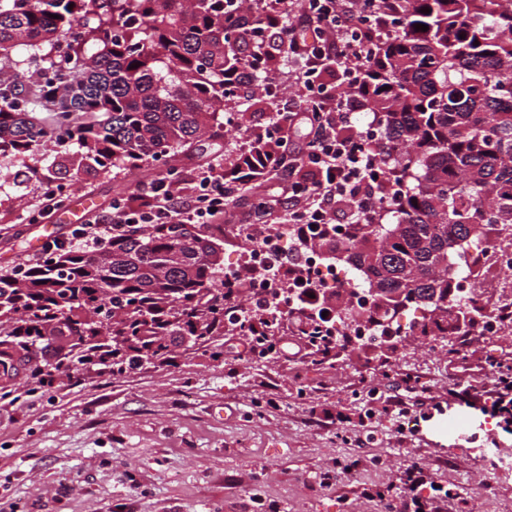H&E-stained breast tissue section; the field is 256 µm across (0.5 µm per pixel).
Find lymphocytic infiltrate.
<instances>
[{
	"label": "lymphocytic infiltrate",
	"instance_id": "lymphocytic-infiltrate-1",
	"mask_svg": "<svg viewBox=\"0 0 512 512\" xmlns=\"http://www.w3.org/2000/svg\"><path fill=\"white\" fill-rule=\"evenodd\" d=\"M276 7L288 10L294 26L277 41L260 39L253 51L287 59L288 83L299 93L296 110L276 113L232 165L216 159L180 177H159L137 205L115 200L107 215L78 225L53 248H91L142 224H221L238 208L261 218L270 214L272 201L251 190L275 186L289 202L288 231L268 228L261 244L269 273L287 279L288 288L247 307L239 296L249 275L225 271L230 293L224 315L249 337L248 353H281L283 343L276 331L286 321L302 335L328 336L323 357L329 360L337 350L353 345L351 337L333 334L329 325L345 306L347 291L306 270L304 261L313 251L334 253L337 209L351 207V223L371 224L394 199V186L371 149L376 130H360L354 121L363 98L353 88L361 84L372 59L371 47L384 27L373 20L379 12L374 0L366 6L360 0H277ZM335 70L341 71V86L350 87V94H340V86L327 82V74ZM294 121L304 127L306 137L292 148L283 129ZM485 372L492 378L491 387H468L454 396L490 410L511 427L512 385L497 378L493 365H486Z\"/></svg>",
	"mask_w": 512,
	"mask_h": 512
}]
</instances>
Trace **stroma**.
<instances>
[{
    "label": "stroma",
    "mask_w": 512,
    "mask_h": 512,
    "mask_svg": "<svg viewBox=\"0 0 512 512\" xmlns=\"http://www.w3.org/2000/svg\"><path fill=\"white\" fill-rule=\"evenodd\" d=\"M274 97L239 99L233 125L198 154L173 156L185 171L215 154L232 155L249 132L293 103L282 77ZM19 161H0V273L19 259L45 258L29 223L38 181ZM163 169L72 167L44 172L65 199L84 195L93 211L58 208L56 237L110 211L116 197L139 194ZM222 360L182 336L169 339L166 360L120 374L100 366L60 371L41 390L29 371L0 381V512H261L249 494L258 484L276 512H385L395 483L420 465L439 485L424 512H512V436L502 435L505 464L483 463L496 422L454 400L450 389L484 374L491 352H512V334L492 342L471 336L448 357L436 336H404L378 347L337 351L333 361L282 353L246 357L245 338L225 328ZM415 376L400 395L427 403L420 429L397 428L383 411L386 378Z\"/></svg>",
    "instance_id": "35a3bbf8"
}]
</instances>
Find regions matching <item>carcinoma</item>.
<instances>
[{
	"label": "carcinoma",
	"instance_id": "1",
	"mask_svg": "<svg viewBox=\"0 0 512 512\" xmlns=\"http://www.w3.org/2000/svg\"><path fill=\"white\" fill-rule=\"evenodd\" d=\"M385 2L395 34L375 44L361 92L397 195L391 218L355 225L336 250L358 285L422 310L417 327L432 336L448 321L459 272L478 262L463 255L512 232V0ZM242 3L0 0V156L138 167L218 134L235 104L226 79L271 84L274 60L245 59L240 45L258 27H287L286 15ZM206 229L146 224L95 257L75 249L19 278L0 275V336H72L59 367L114 373L143 352L169 356L175 333L211 348L224 279L209 243L223 228ZM487 315L465 302L458 329L470 335Z\"/></svg>",
	"mask_w": 512,
	"mask_h": 512
}]
</instances>
